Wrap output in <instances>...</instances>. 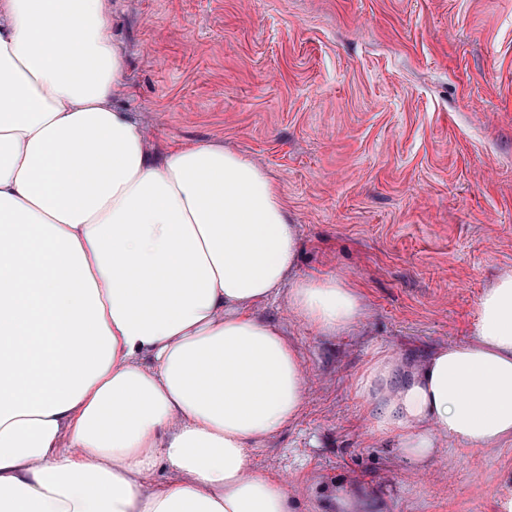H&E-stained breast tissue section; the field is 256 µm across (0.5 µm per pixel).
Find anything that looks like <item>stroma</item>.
I'll use <instances>...</instances> for the list:
<instances>
[{
    "label": "stroma",
    "instance_id": "obj_1",
    "mask_svg": "<svg viewBox=\"0 0 512 512\" xmlns=\"http://www.w3.org/2000/svg\"><path fill=\"white\" fill-rule=\"evenodd\" d=\"M127 81L115 103L156 149L216 142L260 164L298 227V271L359 288L322 335L284 297L259 318L298 349V418L252 454L292 512L338 485L379 512H495L512 443L447 442L414 467L372 432L356 379L375 354L473 338L512 271V0H110Z\"/></svg>",
    "mask_w": 512,
    "mask_h": 512
}]
</instances>
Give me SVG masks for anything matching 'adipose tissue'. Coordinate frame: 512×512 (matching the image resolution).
Here are the masks:
<instances>
[{
    "label": "adipose tissue",
    "instance_id": "adipose-tissue-1",
    "mask_svg": "<svg viewBox=\"0 0 512 512\" xmlns=\"http://www.w3.org/2000/svg\"><path fill=\"white\" fill-rule=\"evenodd\" d=\"M124 82L109 0H0V512H289L250 451L297 418L305 373L255 309L285 295L331 335L361 294L297 273L255 161L153 148L112 103ZM357 386L414 464L512 442V273L470 342L378 355Z\"/></svg>",
    "mask_w": 512,
    "mask_h": 512
}]
</instances>
